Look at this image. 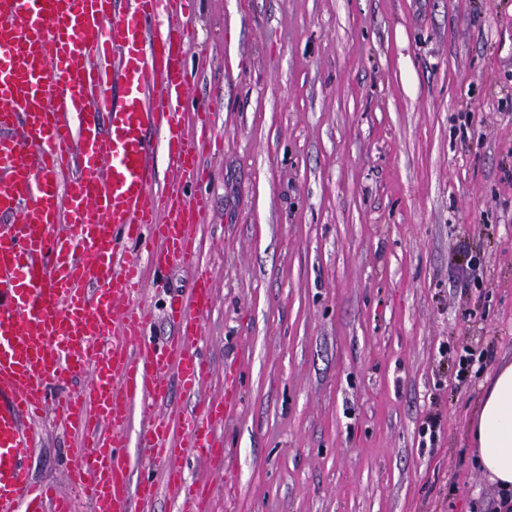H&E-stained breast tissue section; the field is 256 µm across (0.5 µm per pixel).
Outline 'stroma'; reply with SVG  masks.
Returning <instances> with one entry per match:
<instances>
[{"label": "stroma", "mask_w": 512, "mask_h": 512, "mask_svg": "<svg viewBox=\"0 0 512 512\" xmlns=\"http://www.w3.org/2000/svg\"><path fill=\"white\" fill-rule=\"evenodd\" d=\"M191 31L217 376L173 402L241 378L223 469L187 478L214 512H496L471 421L512 363V0H196ZM191 281L147 273L154 343ZM37 428L30 479L69 492L75 441Z\"/></svg>", "instance_id": "obj_1"}]
</instances>
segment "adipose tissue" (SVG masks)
<instances>
[{"label":"adipose tissue","instance_id":"obj_1","mask_svg":"<svg viewBox=\"0 0 512 512\" xmlns=\"http://www.w3.org/2000/svg\"><path fill=\"white\" fill-rule=\"evenodd\" d=\"M471 427L483 471L512 494V363L496 370Z\"/></svg>","mask_w":512,"mask_h":512}]
</instances>
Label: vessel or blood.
<instances>
[{
    "label": "vessel or blood",
    "mask_w": 512,
    "mask_h": 512,
    "mask_svg": "<svg viewBox=\"0 0 512 512\" xmlns=\"http://www.w3.org/2000/svg\"><path fill=\"white\" fill-rule=\"evenodd\" d=\"M193 3L0 0V512H72L30 483L26 460L49 386L88 368L91 381L57 405L79 441L69 481L94 512H145L163 490L179 512L211 510L208 483L188 481L183 462L193 452L223 464L227 400L169 404L173 388L196 393L212 371L199 342L214 285L193 233L209 199L190 188L206 179L214 133L206 107L193 127L184 117ZM144 256L193 277L161 347L135 299ZM136 413L137 446L160 479L132 477Z\"/></svg>",
    "instance_id": "obj_1"
}]
</instances>
